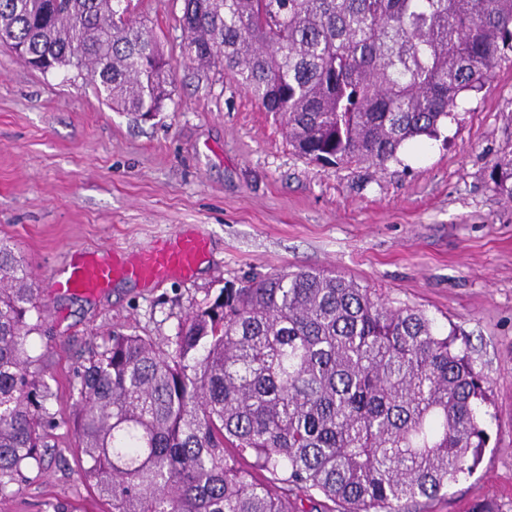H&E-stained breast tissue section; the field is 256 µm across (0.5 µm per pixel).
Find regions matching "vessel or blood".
<instances>
[{
	"label": "vessel or blood",
	"mask_w": 512,
	"mask_h": 512,
	"mask_svg": "<svg viewBox=\"0 0 512 512\" xmlns=\"http://www.w3.org/2000/svg\"><path fill=\"white\" fill-rule=\"evenodd\" d=\"M207 246L208 241L204 237L179 235L167 244L128 261L113 257L90 259L73 254L67 257L63 274L55 287L64 293L91 295L117 279L157 282L171 275H186L192 272Z\"/></svg>",
	"instance_id": "1"
}]
</instances>
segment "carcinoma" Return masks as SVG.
Wrapping results in <instances>:
<instances>
[{"instance_id": "1", "label": "carcinoma", "mask_w": 512, "mask_h": 512, "mask_svg": "<svg viewBox=\"0 0 512 512\" xmlns=\"http://www.w3.org/2000/svg\"><path fill=\"white\" fill-rule=\"evenodd\" d=\"M132 0H0V41L161 112L169 64ZM185 52L220 63L305 158L384 167L436 138L512 53V0H183ZM37 289L0 241V505L57 421L36 393ZM78 479L108 512H427L473 473L491 389L455 327L316 270L254 277L175 336L116 334L76 373Z\"/></svg>"}]
</instances>
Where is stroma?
Returning a JSON list of instances; mask_svg holds the SVG:
<instances>
[{
    "mask_svg": "<svg viewBox=\"0 0 512 512\" xmlns=\"http://www.w3.org/2000/svg\"><path fill=\"white\" fill-rule=\"evenodd\" d=\"M133 5L172 73V99L155 114L112 110L87 76L41 73L0 42V239L44 307L28 352L59 421L57 448L7 512H102L70 468L72 386L113 334L166 340L222 288L298 269L339 273L458 327L493 390L489 442L430 512L475 501L512 512V200L495 190L512 161V59L459 100L440 139L407 144L383 168L321 166L230 72L186 57L183 0ZM177 232L209 241L190 276L117 280L96 297L54 290L69 253L135 254Z\"/></svg>",
    "mask_w": 512,
    "mask_h": 512,
    "instance_id": "35a3bbf8",
    "label": "stroma"
}]
</instances>
